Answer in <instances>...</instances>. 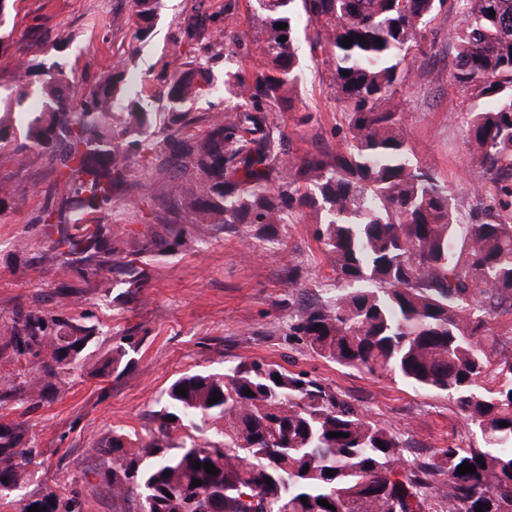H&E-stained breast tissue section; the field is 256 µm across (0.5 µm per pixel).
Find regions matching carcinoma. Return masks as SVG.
<instances>
[{
  "mask_svg": "<svg viewBox=\"0 0 512 512\" xmlns=\"http://www.w3.org/2000/svg\"><path fill=\"white\" fill-rule=\"evenodd\" d=\"M132 3L135 37L144 41L162 0ZM447 3L460 17L454 82L497 103L468 122L467 147L480 167L468 193L489 200L471 209L460 250L454 198L413 161L398 101L407 55L433 47L428 24ZM256 4L263 22L258 66L245 73L242 38L217 30L210 37L224 48L222 74L209 58L187 63L164 78L162 112L130 89L126 60L79 94L59 59L17 67L0 98V143L20 138L18 148L43 150L67 189L43 215L49 246L42 259H61L84 278L108 264L124 284L142 286L146 270L102 222L123 201L137 159L155 164L159 178L171 167L180 172L177 195L188 215L187 224L166 223L165 234L144 237L140 254L187 245L189 224L273 240L277 225L316 209L322 219L314 236L330 255L339 293L298 309L293 335L339 366L448 396L482 446L452 443L410 460L388 427L320 382L242 361L171 382L142 444L115 434L92 449L112 504L120 512L136 504L139 512H512V338L504 341L489 323L512 313V0ZM301 14L347 118L344 152L296 156L269 120L271 112L296 108ZM206 20L204 13L189 18L178 42L194 41ZM279 23L287 27L275 28ZM347 36L353 43L344 47ZM214 93L224 94V119L193 132L203 117L186 103ZM97 336L76 318L17 311L0 357L23 358L31 372L25 385L1 388L0 401L44 398ZM180 387L187 395L175 392ZM216 394L220 400L209 404ZM37 455L21 424L0 423L1 503L29 481ZM197 462L218 473L194 468ZM464 463L476 473L456 474ZM195 478L201 485L191 486ZM35 504L82 512L78 497L52 490L26 507Z\"/></svg>",
  "mask_w": 512,
  "mask_h": 512,
  "instance_id": "obj_1",
  "label": "carcinoma"
}]
</instances>
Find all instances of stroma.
<instances>
[{
	"instance_id": "35a3bbf8",
	"label": "stroma",
	"mask_w": 512,
	"mask_h": 512,
	"mask_svg": "<svg viewBox=\"0 0 512 512\" xmlns=\"http://www.w3.org/2000/svg\"><path fill=\"white\" fill-rule=\"evenodd\" d=\"M209 15V29L241 33L240 65L252 71L260 61V15L254 0H163L152 37H134L130 0H16L9 21L0 25V91L9 92L19 64L47 58L66 62L76 87L97 79L112 61H132L141 88L150 94L159 77L213 50L211 38L180 44L176 34L195 7ZM459 21L441 10L431 21L436 43L417 56L401 84L406 133L417 160L453 192L460 212L474 204L466 185L478 161L465 144L470 113L483 103L457 86L454 46L448 35ZM331 74L321 55L301 54V81L295 90L300 109L270 118L287 133L296 153L344 148L347 120L332 94ZM311 114L301 123V113ZM178 172L156 180L151 169L134 165L126 194L135 206H115L104 218L134 251L144 234L181 219L174 185ZM16 199L0 209V340L9 334L17 308L85 317L99 338L79 366L58 382L55 396L39 404L19 398L0 404V422L22 424L40 454L29 492L51 489L77 496L83 512H114L112 497L91 449L112 433L145 436L154 425L169 384L184 373L220 371L243 360H264L303 372L389 427L412 454L425 455L448 443L480 446L466 432L447 396L412 389L389 375L371 376L337 366L309 351L290 334L298 306L337 293L328 256L314 238L319 212L306 209L280 225L276 240L243 239L221 229L194 233L192 248L143 256V287L131 292L112 273L80 278L62 263L41 259L47 247L42 216L66 191L55 164L39 150L16 151L0 143V184ZM302 273L301 288L283 283L289 267ZM74 294L62 296L60 284ZM118 360L102 375L100 360Z\"/></svg>"
}]
</instances>
